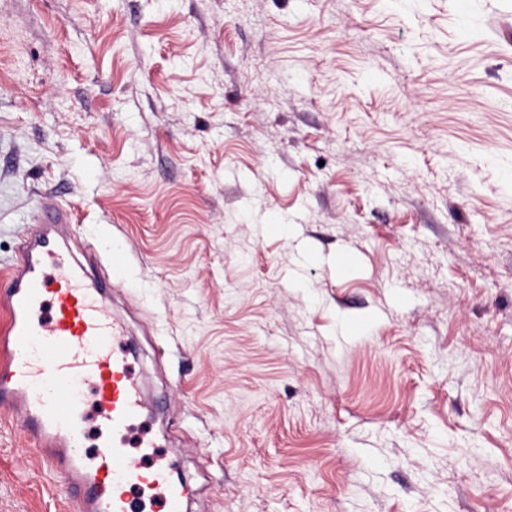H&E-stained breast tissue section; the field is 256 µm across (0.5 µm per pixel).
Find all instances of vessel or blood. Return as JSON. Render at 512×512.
Here are the masks:
<instances>
[{
  "label": "vessel or blood",
  "mask_w": 512,
  "mask_h": 512,
  "mask_svg": "<svg viewBox=\"0 0 512 512\" xmlns=\"http://www.w3.org/2000/svg\"><path fill=\"white\" fill-rule=\"evenodd\" d=\"M73 222L72 211L42 202L0 276V409L66 476L78 512H187L190 491L155 443L141 441L133 453L125 442L147 405L117 349L125 327L104 288L123 283L128 255L107 256L83 241L81 261L70 263L60 239ZM77 384L92 387L97 417L112 434L92 452L82 448L87 414Z\"/></svg>",
  "instance_id": "1"
}]
</instances>
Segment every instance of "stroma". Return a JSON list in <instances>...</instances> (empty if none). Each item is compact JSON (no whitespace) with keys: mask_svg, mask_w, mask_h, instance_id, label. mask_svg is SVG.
Masks as SVG:
<instances>
[{"mask_svg":"<svg viewBox=\"0 0 512 512\" xmlns=\"http://www.w3.org/2000/svg\"><path fill=\"white\" fill-rule=\"evenodd\" d=\"M46 197L188 512H512V0H0V273Z\"/></svg>","mask_w":512,"mask_h":512,"instance_id":"obj_1","label":"stroma"}]
</instances>
